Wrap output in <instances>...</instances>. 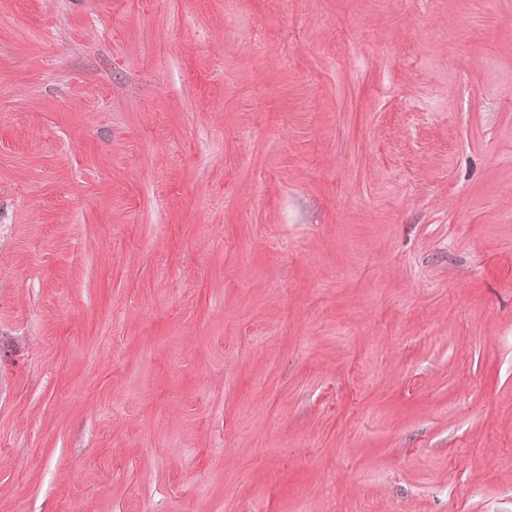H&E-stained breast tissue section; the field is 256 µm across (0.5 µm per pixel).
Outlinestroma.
Listing matches in <instances>:
<instances>
[{
    "instance_id": "stroma-1",
    "label": "stroma",
    "mask_w": 512,
    "mask_h": 512,
    "mask_svg": "<svg viewBox=\"0 0 512 512\" xmlns=\"http://www.w3.org/2000/svg\"><path fill=\"white\" fill-rule=\"evenodd\" d=\"M452 502L512 512V0H0V512Z\"/></svg>"
}]
</instances>
